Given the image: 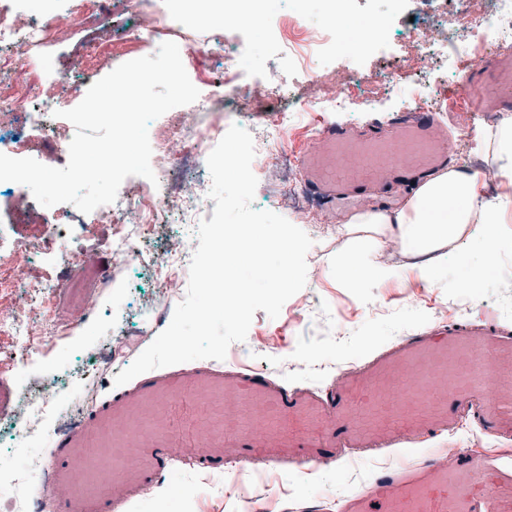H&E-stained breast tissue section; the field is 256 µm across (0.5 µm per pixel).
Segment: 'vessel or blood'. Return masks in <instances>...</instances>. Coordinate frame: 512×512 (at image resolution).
<instances>
[{
  "label": "vessel or blood",
  "instance_id": "b4317fda",
  "mask_svg": "<svg viewBox=\"0 0 512 512\" xmlns=\"http://www.w3.org/2000/svg\"><path fill=\"white\" fill-rule=\"evenodd\" d=\"M464 92L469 112H512V53L473 64ZM453 151L426 108L361 129L330 123L299 155L302 188L330 215L354 213L449 166ZM464 424L512 440V330L494 320L420 329L318 389L216 364L143 373L55 432L41 490L55 512H128L183 460L209 473L308 470ZM336 512H512V463L427 453L381 470Z\"/></svg>",
  "mask_w": 512,
  "mask_h": 512
}]
</instances>
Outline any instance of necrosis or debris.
I'll return each mask as SVG.
<instances>
[{"label":"necrosis or debris","instance_id":"necrosis-or-debris-1","mask_svg":"<svg viewBox=\"0 0 512 512\" xmlns=\"http://www.w3.org/2000/svg\"><path fill=\"white\" fill-rule=\"evenodd\" d=\"M438 2L439 15L450 17L453 26L442 45L456 70H465L484 60L489 50H512V0H489L491 10L483 20L471 7H459L458 0ZM271 3L272 0H0V54L12 62H30L35 49L59 24L76 27L86 34L73 50L74 75H66L60 59L55 58L40 66L37 83L26 89L27 107L0 99V153L15 158L37 155L45 165L66 166L75 128L59 113L82 101L92 78L101 70L99 35L108 34L116 46L149 42L160 30L177 28L181 15L191 12L202 28L208 29L206 52L219 58L224 77L201 91L196 102L176 113L164 133L149 135L154 173L162 179H177L176 190L154 198L124 183L114 203L88 214L66 210L68 223L111 225L107 248L113 255L132 261L139 257V243L152 225L172 218L181 224H196L209 218L214 202L208 197L209 185L202 168L226 126L241 124L246 118L258 119V102L262 99L284 101L288 107L280 111L274 123L251 131L255 146L252 171L258 179L257 189L274 192L277 204L284 209L306 213V198L287 187L294 179L295 166L282 140L292 113L360 112L397 79L410 86L414 106H437L435 96L415 80L435 41L428 31L412 30V50L400 57L396 70L372 69L341 82L335 75L313 72L308 65L309 57L331 51L346 57H362L375 49L371 35L384 29L385 19L375 17L367 22V38H331L304 24L306 0H292V8L278 18L277 49L287 58L293 80L287 82L273 75L262 85H247L240 78L252 65V47L215 32L213 25L221 16L237 21H268ZM272 169L282 173L283 186H272L267 177ZM70 251V240L57 225L39 244L15 239L10 247L0 246V337L8 340L7 347L0 349V361L15 367L26 365L33 358L35 336L70 335L72 319L42 307L15 308L7 303L15 293L48 297L59 288L58 283L19 269L20 260Z\"/></svg>","mask_w":512,"mask_h":512}]
</instances>
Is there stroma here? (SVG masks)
I'll return each mask as SVG.
<instances>
[{
  "label": "stroma",
  "mask_w": 512,
  "mask_h": 512,
  "mask_svg": "<svg viewBox=\"0 0 512 512\" xmlns=\"http://www.w3.org/2000/svg\"><path fill=\"white\" fill-rule=\"evenodd\" d=\"M426 16L398 13L387 20L384 51L372 52L363 61L346 63V70L389 66L405 34L413 27L427 24ZM193 17H186L179 32L160 34V41H174L187 61V72L198 85L208 84L220 75L214 59L203 55L198 41L202 37ZM423 81L442 101L460 99L464 75L454 71L450 62L431 56ZM407 94H386L382 103L361 112H312L303 122L290 125L284 145L291 156H298L315 132L330 122L362 126L372 120H387L404 112ZM451 131L457 143L456 168L470 170L474 159H481L483 171L490 163L482 159L483 121L468 113L455 116ZM303 231L312 239L307 261L305 287L283 305L277 318L256 311L245 341L232 343L224 366L258 369L291 385L319 387L351 368L372 352L400 341L415 330L451 320H477L494 315L500 324L512 327V294L502 286L512 278V246L501 248L496 276L473 283L469 267L481 263L475 244L481 238L480 225H473L468 239L454 248L444 249L439 276L431 283L420 281L408 258L384 250L379 259L396 264L399 274L387 281L354 282L340 279L330 260L346 247V235L335 225L325 223L317 207H310ZM192 224H158L143 239V257L131 265L112 264V281L98 294L97 320L79 327L74 335L37 343V355L26 367L24 379L0 368V380L7 388L8 409L26 405L31 396L53 389L55 385H75L77 396L34 426L38 446L20 452L9 422L0 423V458L6 462L0 479H20L23 492H36L40 471L48 452L41 445L44 432L57 428L64 416L73 414L92 399L114 388V378L155 339L147 320L157 304L172 314L184 299L186 283L173 288L158 285L155 265L183 235L195 236ZM432 450L445 461L460 450H500L512 453L507 443L480 435L472 427L436 440ZM423 453L421 445L401 452L397 457H365L339 467H321L312 471L281 468L251 476L209 474L192 467L177 471V482L191 487L192 496L176 499L172 484L163 483L137 500L130 512H306L320 506L331 512L337 499L359 490L370 475L385 464L397 460L416 461Z\"/></svg>",
  "instance_id": "stroma-1"
}]
</instances>
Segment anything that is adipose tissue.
I'll return each mask as SVG.
<instances>
[{
  "instance_id": "adipose-tissue-1",
  "label": "adipose tissue",
  "mask_w": 512,
  "mask_h": 512,
  "mask_svg": "<svg viewBox=\"0 0 512 512\" xmlns=\"http://www.w3.org/2000/svg\"><path fill=\"white\" fill-rule=\"evenodd\" d=\"M511 218V196H483L478 175L451 170L426 179L399 209L355 216L345 226L350 244L331 264L340 276L388 280L396 276V268L372 259L388 243L413 256L434 253L454 246L467 236L470 225L479 224L482 265L487 268L503 243L512 240L506 227Z\"/></svg>"
}]
</instances>
